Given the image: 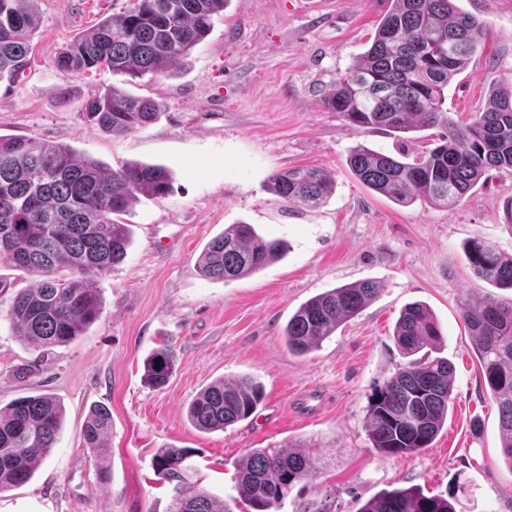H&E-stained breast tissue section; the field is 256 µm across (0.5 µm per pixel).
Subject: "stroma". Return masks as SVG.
<instances>
[{"instance_id":"stroma-1","label":"stroma","mask_w":512,"mask_h":512,"mask_svg":"<svg viewBox=\"0 0 512 512\" xmlns=\"http://www.w3.org/2000/svg\"><path fill=\"white\" fill-rule=\"evenodd\" d=\"M129 4L37 0L30 62L15 84L0 83V136L68 146L108 168L158 164L172 176L167 196L141 199L125 216L127 256L95 280L101 314L72 341L37 347L17 336L7 314L34 278L0 266V408L49 393L65 410L47 459L27 483L0 492V512H167L172 486L153 457L168 445L191 449L198 487L228 502L238 496L236 466L248 451L305 449L314 473L278 512H358L381 491L411 486L453 495L456 512H512L499 412L459 313L467 289H490L470 270L465 244L486 239L512 255V171H491L451 209L399 204L364 186L350 155L360 144L396 158L429 149L430 131L354 130L321 102L369 48L385 0H228L174 75L92 70L62 100L59 53ZM458 4L488 29L448 88V114L465 123L493 86L512 82V0ZM112 85L161 103L160 119L120 136L86 124L84 96ZM298 166L333 177L323 206L306 209L268 192L272 174ZM241 223L285 240L286 253L227 283L201 276L206 243ZM370 280L383 290L357 317L308 354L289 352L283 331L301 304ZM414 302L428 305L441 327L454 401L430 447L393 457L374 448L364 420L376 385L406 362L393 331ZM161 348L176 362L156 388L145 364ZM241 375L263 387L255 412L221 431L193 427L186 409L196 395ZM99 403L112 414L105 484L82 436Z\"/></svg>"}]
</instances>
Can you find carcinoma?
Masks as SVG:
<instances>
[{
  "label": "carcinoma",
  "mask_w": 512,
  "mask_h": 512,
  "mask_svg": "<svg viewBox=\"0 0 512 512\" xmlns=\"http://www.w3.org/2000/svg\"><path fill=\"white\" fill-rule=\"evenodd\" d=\"M35 0H0V82H15L28 64L32 36L40 25ZM228 0H133L119 16L105 18L76 36L56 62L65 81L91 69L140 78L171 74L211 33L213 19ZM487 28L463 11L457 0H389L368 50L322 98L352 128L408 132L440 129V144L412 161H400L358 146L350 165L361 183L400 203L424 201L450 208L490 170L512 171V83L495 87L484 109L466 125L445 108L448 85L468 66ZM83 118L100 130L122 135L155 121L158 102L119 87L87 93ZM172 178L159 165L126 162L106 168L77 156L69 147L35 138L0 137V265L36 277L19 291L8 312L17 335L37 347L65 344L101 313L91 281L127 256L130 229L120 216L142 197L159 199ZM334 181L323 170L295 167L273 174L267 190L314 208L323 204ZM285 252V243L259 235L250 224H233L212 239L199 260L202 276L230 281L256 272ZM465 259L474 275L512 289V256L487 240L467 243ZM382 285H343L303 303L288 319V350L303 355L358 316L378 297ZM460 316L479 359L485 386L498 406L501 454L512 468V299L471 289L460 301ZM443 334L424 304L406 306L394 340L408 362L376 386L365 428L373 447L399 456L428 447L452 404L453 368L448 359L422 353L440 345ZM174 352L155 351L146 377L166 385ZM262 386L248 376L225 377L206 387L188 405L187 417L203 432L222 431L248 419L262 399ZM63 408L50 394L28 395L0 409V491L26 483L46 460L62 428ZM112 414L95 406L84 429L99 481L109 478L106 437ZM192 450L160 449L154 466L173 484L169 512H233L224 500L200 489L190 463ZM309 454L289 446L253 449L238 463L240 501L251 512H276L297 483L312 476ZM358 512H455L450 499L426 495L419 487L385 490Z\"/></svg>",
  "instance_id": "obj_1"
}]
</instances>
